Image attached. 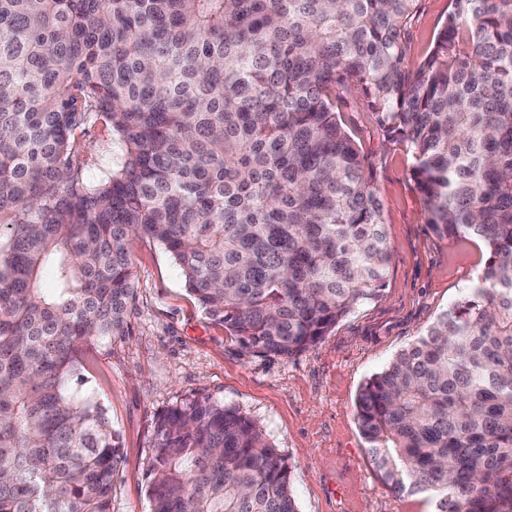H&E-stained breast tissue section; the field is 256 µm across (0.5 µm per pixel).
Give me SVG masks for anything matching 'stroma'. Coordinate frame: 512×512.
Wrapping results in <instances>:
<instances>
[{
	"label": "stroma",
	"instance_id": "stroma-1",
	"mask_svg": "<svg viewBox=\"0 0 512 512\" xmlns=\"http://www.w3.org/2000/svg\"><path fill=\"white\" fill-rule=\"evenodd\" d=\"M413 28L422 57L443 22L448 0H420ZM375 162L390 246L383 295L343 318L314 348L289 359L245 353L223 324L187 291L166 250L146 238L131 243L137 283L129 330L94 340L80 354L81 390L106 410L121 444L112 512H150L147 469L157 418L208 398L257 420L292 465L299 512H434L422 493L392 492L380 479L356 420L362 384L459 301L482 275L488 253L473 239L436 235L410 179L411 158L385 142L373 113L341 112ZM80 158L105 162V121L78 128Z\"/></svg>",
	"mask_w": 512,
	"mask_h": 512
}]
</instances>
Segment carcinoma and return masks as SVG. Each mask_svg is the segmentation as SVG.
<instances>
[{
    "label": "carcinoma",
    "instance_id": "obj_1",
    "mask_svg": "<svg viewBox=\"0 0 512 512\" xmlns=\"http://www.w3.org/2000/svg\"><path fill=\"white\" fill-rule=\"evenodd\" d=\"M0 0V512H110L119 436L74 387L128 334L130 244L159 243L245 350L292 358L382 296L363 100L413 159L426 223L489 252L478 282L361 387L396 493L512 512V0ZM103 117L90 176L75 131ZM151 512H299L263 427L210 399L156 423ZM417 21L413 28L414 58L420 59L428 50L434 34L445 19L448 0H421Z\"/></svg>",
    "mask_w": 512,
    "mask_h": 512
}]
</instances>
